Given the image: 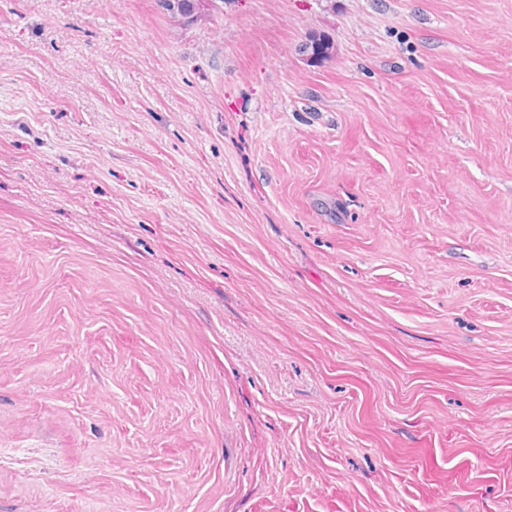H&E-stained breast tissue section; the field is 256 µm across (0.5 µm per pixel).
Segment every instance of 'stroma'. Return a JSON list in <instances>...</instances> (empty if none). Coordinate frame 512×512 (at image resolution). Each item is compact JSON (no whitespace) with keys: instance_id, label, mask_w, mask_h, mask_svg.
Returning a JSON list of instances; mask_svg holds the SVG:
<instances>
[{"instance_id":"35a3bbf8","label":"stroma","mask_w":512,"mask_h":512,"mask_svg":"<svg viewBox=\"0 0 512 512\" xmlns=\"http://www.w3.org/2000/svg\"><path fill=\"white\" fill-rule=\"evenodd\" d=\"M0 512H512V0H0ZM160 6L174 17L192 18L200 12L205 1L201 0H159Z\"/></svg>"}]
</instances>
